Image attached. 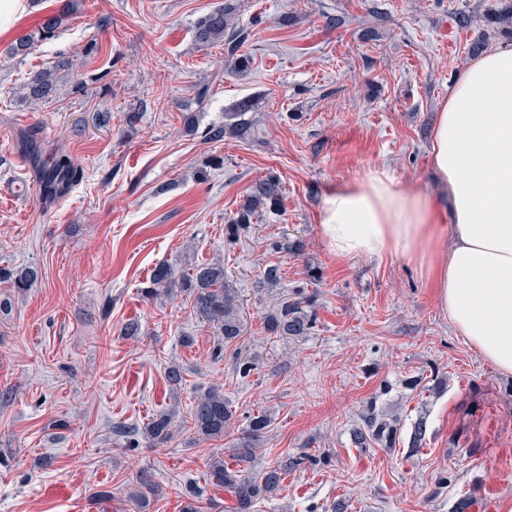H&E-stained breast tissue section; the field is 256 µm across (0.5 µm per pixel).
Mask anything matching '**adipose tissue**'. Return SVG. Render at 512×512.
I'll return each instance as SVG.
<instances>
[{"label":"adipose tissue","instance_id":"1","mask_svg":"<svg viewBox=\"0 0 512 512\" xmlns=\"http://www.w3.org/2000/svg\"><path fill=\"white\" fill-rule=\"evenodd\" d=\"M429 156L447 209L369 169L325 195L322 237L341 261L401 249L456 333L512 375V43L449 84Z\"/></svg>","mask_w":512,"mask_h":512}]
</instances>
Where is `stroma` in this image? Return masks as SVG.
<instances>
[{
	"instance_id": "1",
	"label": "stroma",
	"mask_w": 512,
	"mask_h": 512,
	"mask_svg": "<svg viewBox=\"0 0 512 512\" xmlns=\"http://www.w3.org/2000/svg\"><path fill=\"white\" fill-rule=\"evenodd\" d=\"M233 2L247 32L241 73L222 46L194 38L224 0H28L0 34V267L39 271L25 290L0 280V512H180L192 495L201 512H231L204 462L229 456L260 410L271 424L251 475L306 460L255 512H330L337 501L345 512H451L463 495L472 512H512V376L456 334L400 252L341 262L320 230L324 196L370 168L436 195L439 105L475 52L512 40V24L492 20L512 0ZM56 14L65 20L54 34L10 54ZM61 59L73 66L59 72L55 99L20 98L30 75ZM239 110L253 122L249 140L208 139ZM33 136L42 159L62 152L80 169L65 195L44 199L35 166H17ZM271 174L281 209L226 245L225 224ZM21 181L31 185L23 198ZM284 239L303 252L273 251ZM203 261L223 263L238 291L235 343L187 293H142L157 265L185 274ZM271 264L281 282L259 288ZM299 289L314 298L311 334L265 336L264 313ZM132 321L139 334L124 335ZM174 361L185 370L177 388L165 380ZM213 386L233 416L223 438L204 440L185 420ZM371 401L396 421L394 447L355 446ZM163 414L168 442L118 446L115 426ZM421 417L426 443L412 453ZM143 472L162 493L142 502ZM54 484L66 495L46 494Z\"/></svg>"
}]
</instances>
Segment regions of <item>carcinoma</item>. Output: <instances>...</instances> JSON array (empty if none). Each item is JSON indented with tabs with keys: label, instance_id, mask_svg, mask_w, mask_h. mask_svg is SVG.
<instances>
[{
	"label": "carcinoma",
	"instance_id": "obj_1",
	"mask_svg": "<svg viewBox=\"0 0 512 512\" xmlns=\"http://www.w3.org/2000/svg\"><path fill=\"white\" fill-rule=\"evenodd\" d=\"M235 11L234 4L227 0L224 6L201 18L195 26V40L203 47L223 45L228 56L235 62L234 70L239 72L245 61L237 52L245 40V33L232 21V14ZM69 66L70 61L63 60L36 71L23 85L22 98L44 102L56 96L57 71ZM226 136L245 140L251 136V126L238 120L214 128L210 132L212 140H220ZM79 177L80 171L70 158L61 155L50 164L41 166V191L48 198L55 197L65 192ZM282 201V187L276 176L270 175L254 183L235 218L231 223L224 225V240L227 245L235 244L241 233L263 212L280 208ZM0 276L5 279L12 278L17 287L26 288L38 280L39 273L34 268H27L17 276L9 271L3 272ZM176 287L188 292L197 313L208 318L220 319L224 344L239 339L242 325L235 311L236 290L224 276V265L216 262L201 263L193 266L191 272L178 276L171 266L161 264L153 270L149 286L143 288V294L147 298H153L162 293L168 294ZM312 304L311 297L300 289L295 292V296L281 299L277 306L264 316V332L268 336L309 335L316 323L315 315L309 311ZM190 417L193 430L202 438L216 440L224 437L232 412L224 400L222 388L212 387L196 398ZM269 424L270 418L264 412L247 416L244 441L236 452L238 461L248 462L251 448L263 437ZM171 427V417L162 415L145 427L144 439L148 440L151 446L159 444L170 437ZM397 433L396 426L384 420L380 421L372 414L365 417L362 425L353 429L354 441L360 448H369L373 445L390 448L395 443ZM207 472L215 486L224 488L232 495L236 512H251L259 498L272 497L281 490L284 469L279 466L269 467L260 478L255 479L246 474V469H233L224 462V458L213 456L207 462Z\"/></svg>",
	"mask_w": 512,
	"mask_h": 512
}]
</instances>
